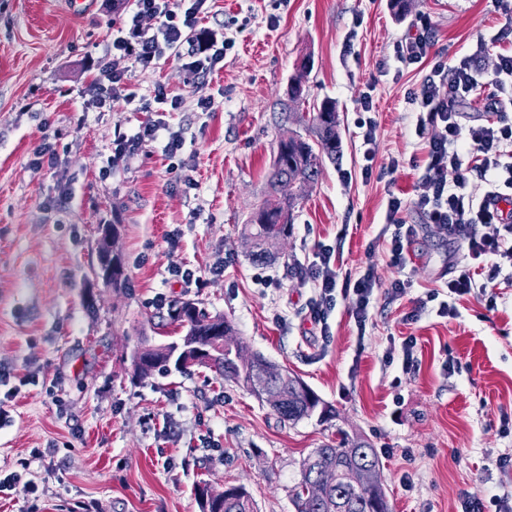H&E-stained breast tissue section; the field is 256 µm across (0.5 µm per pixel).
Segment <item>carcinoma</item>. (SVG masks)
Returning <instances> with one entry per match:
<instances>
[{"label":"carcinoma","mask_w":512,"mask_h":512,"mask_svg":"<svg viewBox=\"0 0 512 512\" xmlns=\"http://www.w3.org/2000/svg\"><path fill=\"white\" fill-rule=\"evenodd\" d=\"M308 61L298 65V75L288 88L289 98L298 100L304 95L303 77L307 74ZM309 120L316 133V143H311L300 134L291 135L288 140L280 141L274 159V171L270 178L271 194L250 216L244 225V233L255 247L252 260L263 262L271 257L272 248L290 235L293 210L303 198L305 188L315 182L320 173V158L326 154L336 157L339 148V117L336 103L324 100L313 115L300 120ZM173 319L185 330V336L201 342L209 341L213 332L224 329V338L231 341L235 336L234 326L222 314H211L197 303L186 301L176 305ZM235 341V340H233ZM150 360L149 371L165 370L170 364V355L163 351L146 350ZM252 357L251 365L244 369L236 363L238 357ZM196 366L209 368L222 378L248 382L250 370H263L268 366L276 368L271 385L279 391L284 402L275 409L278 418L284 422L296 423L313 415L308 394L300 389L302 379L288 373L280 365L264 356L248 350L241 340L235 341L231 352L216 347L196 362ZM135 371L145 376L139 359H134ZM380 470L376 452L362 442H354L341 437L334 444H326L315 449L304 460L300 480L292 489V501L295 512H390L386 493H381L378 501L363 500L357 496L347 483L336 480L340 470L362 471ZM310 483H319L325 489L321 502L314 504L306 497V487ZM241 492L210 507V512H254V504L249 491L240 486Z\"/></svg>","instance_id":"obj_1"}]
</instances>
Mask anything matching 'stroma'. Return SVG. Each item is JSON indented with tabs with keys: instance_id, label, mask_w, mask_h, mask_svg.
<instances>
[{
	"instance_id": "obj_1",
	"label": "stroma",
	"mask_w": 512,
	"mask_h": 512,
	"mask_svg": "<svg viewBox=\"0 0 512 512\" xmlns=\"http://www.w3.org/2000/svg\"><path fill=\"white\" fill-rule=\"evenodd\" d=\"M89 2L76 16L65 0H0V397L16 392L0 427V478L18 471L37 483L43 512L89 499L99 512H199L202 479L245 486L255 512H295L303 459L342 432L374 448L393 512H462L468 493L512 505V284L498 281L495 311L465 295L451 300L455 316L433 301L408 320L451 278L456 245L404 209L415 233L400 271L381 235L389 195L413 198L427 159L407 94L434 62L503 25L495 0H412L401 17L389 0H212L204 25L231 42L204 86L216 110L164 114L166 130L132 158L113 155L112 139L147 113L121 100L102 111L85 94L127 0ZM425 17L428 57L399 61L398 42ZM304 58L306 100L296 103L288 85ZM366 94L369 112L358 108ZM326 99L339 112L341 153L307 186L279 258L252 262L243 226L266 196L278 143L313 138L297 117ZM364 121L376 136L367 177ZM172 130L184 146L170 157ZM45 141L56 167L33 162ZM109 225L119 288L96 275ZM321 244L342 273L371 271L382 285L402 275L410 286L397 300L375 292L362 327L337 304L323 340L318 291L300 274ZM172 266L200 270L202 284L171 277ZM187 299L223 314L335 417L280 422L245 385L205 368L137 375L138 348L181 336L169 309Z\"/></svg>"
}]
</instances>
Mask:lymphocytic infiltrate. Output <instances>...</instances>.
<instances>
[{"instance_id":"lymphocytic-infiltrate-1","label":"lymphocytic infiltrate","mask_w":512,"mask_h":512,"mask_svg":"<svg viewBox=\"0 0 512 512\" xmlns=\"http://www.w3.org/2000/svg\"><path fill=\"white\" fill-rule=\"evenodd\" d=\"M210 0H131L125 18L104 56L97 63L98 75L88 85L92 105L103 109L118 99L137 103L150 113L134 134L115 133L112 151L134 156L155 142L165 129L161 115L179 112L183 94L164 83L156 84L153 95L138 99L132 88L133 71L149 72L173 61L184 85L195 88V107L214 111L216 101L203 94L208 76L224 61L227 45L223 37L202 29ZM505 22L490 38H478L471 53L453 63L437 62L410 101L428 112L429 122H417L415 132L427 138V161L423 188L409 201L390 197L386 222L393 232L388 263L397 269L407 266V247L412 227L402 224L399 212L406 207L423 213L430 223L443 227L465 258L457 275L448 280L451 295L485 292L497 283L504 265H512V125L500 114L512 105V53H500L493 67H486L490 46L512 35V0H497ZM488 84L499 93L483 106L484 114L466 119L456 101L478 96ZM480 261V274H473L471 261ZM303 279L318 288L313 308L316 322L327 323L337 302H345L357 325H365L379 280L370 273L344 277L332 248L318 247L308 261Z\"/></svg>"}]
</instances>
